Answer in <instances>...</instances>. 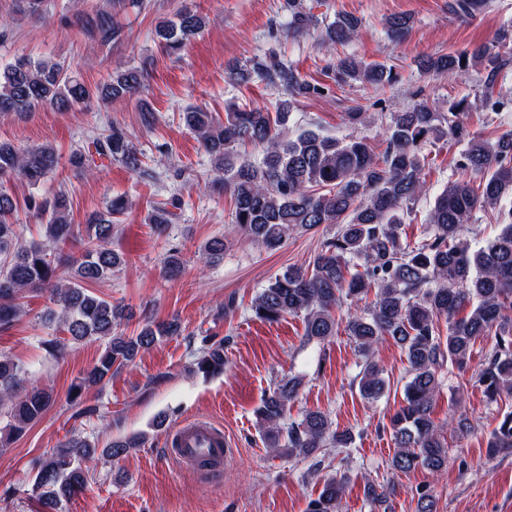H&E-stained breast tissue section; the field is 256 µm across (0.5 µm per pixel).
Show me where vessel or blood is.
<instances>
[{
    "instance_id": "1",
    "label": "vessel or blood",
    "mask_w": 512,
    "mask_h": 512,
    "mask_svg": "<svg viewBox=\"0 0 512 512\" xmlns=\"http://www.w3.org/2000/svg\"><path fill=\"white\" fill-rule=\"evenodd\" d=\"M165 444L170 453L185 467L200 461L210 464L211 472H221L228 442L222 430L204 420L184 422L169 431Z\"/></svg>"
}]
</instances>
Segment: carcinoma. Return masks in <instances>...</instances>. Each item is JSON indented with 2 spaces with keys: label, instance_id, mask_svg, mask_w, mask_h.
Instances as JSON below:
<instances>
[{
  "label": "carcinoma",
  "instance_id": "obj_1",
  "mask_svg": "<svg viewBox=\"0 0 512 512\" xmlns=\"http://www.w3.org/2000/svg\"><path fill=\"white\" fill-rule=\"evenodd\" d=\"M82 31L95 42L112 44L120 32L112 9L99 8L82 16ZM205 26V18L188 10L156 27L159 45L169 55L180 53ZM409 18L394 15L386 21L392 41L405 36ZM361 20L349 14L327 25L321 47L331 52L336 45L356 40ZM512 51L508 34L493 46L473 51L447 52L418 61L421 74L459 81L471 67L484 66L487 85H492L505 64L502 52ZM336 82L383 87L394 80L393 70L381 63L354 56L336 59L332 65ZM258 77L286 95L272 112L265 108L229 109L224 118L193 108L183 113V123L210 157L224 190L233 202L228 231L203 246L207 262L224 257L238 235L258 248L272 252L288 239L323 224L336 228L313 261L290 266L270 279L252 303L254 315L268 322L301 316L306 341L322 343L338 335L340 325L365 358L358 373L359 393L369 402L387 389L383 369L370 360L375 346L387 339L406 355L409 380L403 388V403L390 420L396 451L392 469L410 473L418 468L440 474L448 468V443L444 431L467 435L468 417L451 416L438 424L433 401L440 390V371L463 372L477 339L492 336L495 346L477 373V382L487 399L496 402L512 396V130L490 138H477L466 122L470 105L465 99L448 103L437 112L425 101H416L391 113L384 131L386 147L377 153L368 138L336 139L314 131L284 138L280 133L292 101L318 95L322 89L276 53L227 68V78L246 82ZM144 73L117 68L109 80L88 87L73 69L50 59L20 57L0 68V117H25L41 109L66 112L96 99L110 102L140 95ZM444 138L464 145L460 169L480 176L474 186L462 177L448 183L435 196L427 214V235L414 245L401 241L402 225L412 206L426 194L423 177L425 146ZM250 143L262 149L259 163L240 159L239 145ZM94 153L122 163L140 177L151 176L128 134L119 126L93 136ZM58 165V154L49 145L26 149L0 142V184L17 179L39 185ZM25 207L46 219L42 239L23 241L18 212ZM0 188V331L14 326L25 314L24 299L47 293L56 308L46 313L70 341H102L104 349L80 380L70 387L67 410L74 421L87 425L106 417L107 407L91 405L84 391L103 389L112 376L132 364L163 338L181 335L176 321H149L127 336L122 330L129 314L125 307L91 291L125 264L112 249L119 231L118 217L129 203L116 196L105 209L95 212L85 224L87 246L79 254L65 249L80 236L70 223L65 195L52 198L29 195L24 205ZM497 210L501 231L479 246L463 237L462 227L478 210ZM148 223L163 233L170 212L155 206ZM171 279L183 268L179 251L164 258ZM375 292V299L360 306ZM349 303L346 316L336 309ZM470 307L464 317L458 312ZM446 330H441V326ZM192 372L206 376L224 372V341L201 337ZM29 373L7 356L0 355V406L7 409L6 441L22 436L55 401L46 385L27 384ZM302 379H282L269 389L255 410L259 431L274 452L295 458H312L320 468L323 448H350L349 429L332 426L320 411H307L299 420L287 421L289 405L298 394ZM141 434L113 440L104 448L97 437L72 429L70 435L38 466L30 480L39 512H63V504L85 489L99 459L118 460L141 447ZM490 455L512 453V410L504 413L487 440ZM348 477L329 476L306 512H339Z\"/></svg>",
  "mask_w": 512,
  "mask_h": 512
}]
</instances>
